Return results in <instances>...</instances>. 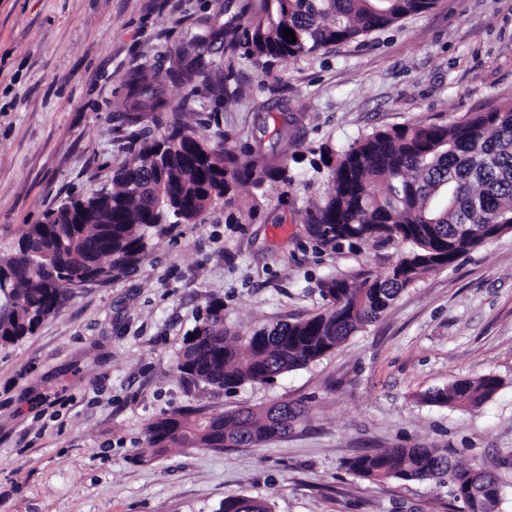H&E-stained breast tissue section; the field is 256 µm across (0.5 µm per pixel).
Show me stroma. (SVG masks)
<instances>
[{
  "instance_id": "35a3bbf8",
  "label": "stroma",
  "mask_w": 512,
  "mask_h": 512,
  "mask_svg": "<svg viewBox=\"0 0 512 512\" xmlns=\"http://www.w3.org/2000/svg\"><path fill=\"white\" fill-rule=\"evenodd\" d=\"M242 0H0V256L68 194L110 186L130 142L123 77L165 70L186 34L219 28ZM217 68L168 84L182 122L247 156L260 124H295L290 181L240 185L236 203L154 235L136 271L86 283L36 333L0 349V512H218L225 498L272 512H455L431 482H372L346 465L372 448L436 445L495 473L512 512V231L406 288L330 355L235 391L186 384L184 338L222 303L240 334L324 310L319 285L362 280L398 243L323 247L303 221L325 174L303 154L376 130L451 123L512 104V0H437L389 29L296 59L254 61L210 43ZM234 80L224 78L226 68ZM496 375L468 408L425 394ZM288 401L304 420L257 447L157 455L146 424L199 409Z\"/></svg>"
}]
</instances>
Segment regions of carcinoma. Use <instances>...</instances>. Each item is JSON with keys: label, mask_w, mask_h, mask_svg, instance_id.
I'll return each instance as SVG.
<instances>
[{"label": "carcinoma", "mask_w": 512, "mask_h": 512, "mask_svg": "<svg viewBox=\"0 0 512 512\" xmlns=\"http://www.w3.org/2000/svg\"><path fill=\"white\" fill-rule=\"evenodd\" d=\"M436 0H254L247 15L204 34L194 33L171 52L164 76L146 65L124 77L126 121L135 149L112 173L107 195H69L44 220L30 224L14 252L0 257V347L32 335L58 312L72 279L94 280L108 269L109 283L132 273L154 233L194 224L215 203L233 206L239 184L290 180L288 158L275 153L288 137V109L282 127L264 146L260 127L254 157L240 160L211 146L172 113L167 133L156 138L148 123L169 109L166 84L205 77L215 63L188 52L201 41L222 39L226 48L244 47L257 58H295L322 47L388 28L423 14ZM294 31L296 42L284 38ZM330 160H325V157ZM329 192L306 211L309 233L324 246L398 242L406 251L384 271L360 282L334 278L320 284L327 308L307 319L255 329L247 336L224 326L222 304L186 336L176 365L192 385L233 391L265 383L335 351L375 322L403 290L423 275L452 266L458 258L512 231V106L474 112L451 123L376 130L337 154L324 144L319 163ZM382 185L376 193L372 186ZM500 379L486 374L434 390L426 399L460 406L489 399ZM303 409L288 402L261 410L212 415L177 411L150 422L148 441L159 452L170 448L224 449L259 446L288 434ZM348 470L370 481L397 480L446 485L457 512H498L496 477L454 462L445 448H385L358 455ZM219 512H271L265 500L230 497Z\"/></svg>", "instance_id": "obj_1"}]
</instances>
